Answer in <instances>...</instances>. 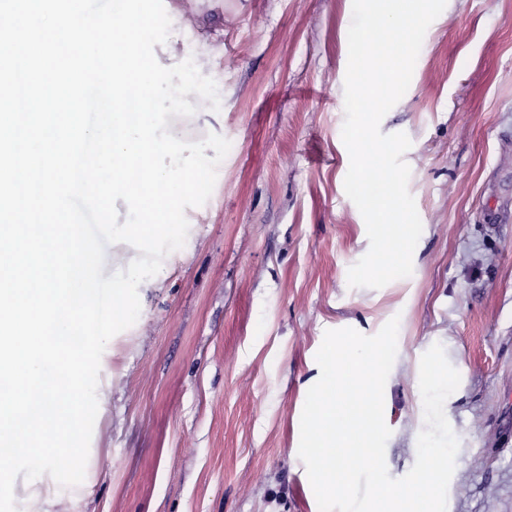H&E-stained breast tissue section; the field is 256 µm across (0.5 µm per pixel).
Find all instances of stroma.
Segmentation results:
<instances>
[{"mask_svg": "<svg viewBox=\"0 0 512 512\" xmlns=\"http://www.w3.org/2000/svg\"><path fill=\"white\" fill-rule=\"evenodd\" d=\"M219 110L199 136L231 143L184 246L139 289L136 323L101 358L85 477H17L18 512H318L298 455L326 330L399 317L385 391L391 477L417 458L420 359L459 372L444 404L459 441L447 512H512V0H447L410 85L381 121L423 230L410 277L352 288L368 251L344 190L341 138L352 0H166Z\"/></svg>", "mask_w": 512, "mask_h": 512, "instance_id": "35a3bbf8", "label": "stroma"}]
</instances>
